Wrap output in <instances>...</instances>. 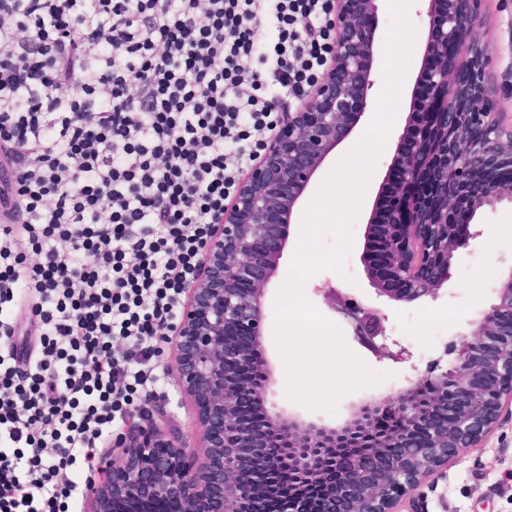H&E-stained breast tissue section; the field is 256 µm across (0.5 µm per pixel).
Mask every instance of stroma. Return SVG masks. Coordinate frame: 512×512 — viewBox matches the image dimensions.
<instances>
[{
    "instance_id": "obj_1",
    "label": "stroma",
    "mask_w": 512,
    "mask_h": 512,
    "mask_svg": "<svg viewBox=\"0 0 512 512\" xmlns=\"http://www.w3.org/2000/svg\"><path fill=\"white\" fill-rule=\"evenodd\" d=\"M409 19L417 35L398 114L353 223V247L346 260L345 272L341 275L333 271L320 272L311 277L304 287L306 297L319 312L341 329L348 347L372 369L384 373L385 378L377 385L343 397L333 414L310 410L289 400L285 394L286 380L278 378L272 388V402L307 421L341 425L348 418L351 405L396 392L411 374L407 365L377 358L354 337L347 320L330 311L316 291L318 285L328 281L360 304L374 302V291L364 276L360 256L367 220L392 162L397 136L409 111L414 78L421 67L426 18L414 5L409 9ZM473 34L493 57L488 78L497 87L496 109L512 114V0H483L481 19ZM476 221L481 224L483 234L471 242L465 256L453 267L447 284L448 297L437 303L397 306L389 313L385 324L387 334L412 348L419 370H427L437 361L445 364L454 361L455 348L461 336L470 331L472 321L492 303L491 288L498 275L512 268V206L504 204L496 210L483 211ZM172 359V346L160 344L158 356L147 364L156 377L155 382L134 387L126 401L121 402L114 414L113 432L124 429L129 409L149 399L163 402L174 431L185 446H194L197 438L196 410L173 377L163 372L164 366ZM421 491V497L402 501V512H512V413L503 412L481 446L461 452L449 462L447 469L429 477Z\"/></svg>"
}]
</instances>
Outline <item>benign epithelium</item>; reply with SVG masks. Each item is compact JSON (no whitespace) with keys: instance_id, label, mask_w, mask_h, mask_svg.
Returning a JSON list of instances; mask_svg holds the SVG:
<instances>
[{"instance_id":"obj_1","label":"benign epithelium","mask_w":512,"mask_h":512,"mask_svg":"<svg viewBox=\"0 0 512 512\" xmlns=\"http://www.w3.org/2000/svg\"><path fill=\"white\" fill-rule=\"evenodd\" d=\"M379 0H331L333 46L280 130L242 172L235 193L211 225L194 278L184 288L182 317L168 337L172 375L198 409L193 449L166 430L167 414L130 412L112 439L123 449L113 465L91 469L89 512H116L134 499L197 512H241L244 397L268 427L253 446L272 449L260 474L283 475V496L254 484V512H314L305 495L320 480L333 486L339 512H399L424 481L466 448H477L512 402V270L496 281L494 300L456 347L451 368L423 374L413 353L385 333L384 308L436 301L451 269L482 230L481 210L512 204V122L495 112L491 64L473 29L481 0H425L428 33L410 111L372 213L360 260L378 305L346 303L324 289L328 304L357 338L380 339V356L408 363L415 376L397 392L360 406L340 429L304 422L268 403L274 372L263 352L264 298L288 245L295 207L336 146L367 114L375 84Z\"/></svg>"}]
</instances>
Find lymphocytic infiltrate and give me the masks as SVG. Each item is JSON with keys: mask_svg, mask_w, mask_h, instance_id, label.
<instances>
[{"mask_svg": "<svg viewBox=\"0 0 512 512\" xmlns=\"http://www.w3.org/2000/svg\"><path fill=\"white\" fill-rule=\"evenodd\" d=\"M329 0H0V512L74 466L176 325L250 145L319 77ZM39 262H30V255Z\"/></svg>", "mask_w": 512, "mask_h": 512, "instance_id": "obj_1", "label": "lymphocytic infiltrate"}]
</instances>
